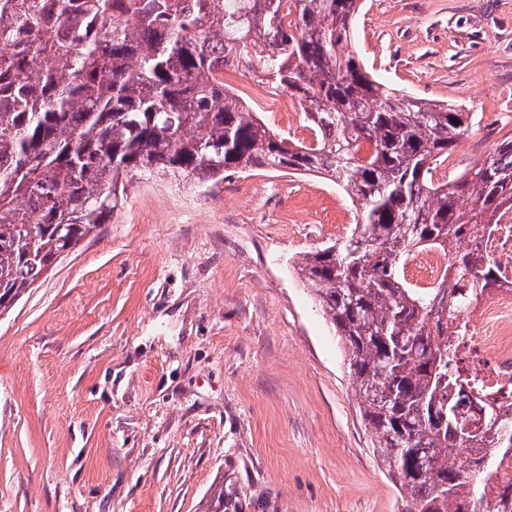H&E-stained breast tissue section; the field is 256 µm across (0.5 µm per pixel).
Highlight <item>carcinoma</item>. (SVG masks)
<instances>
[{
	"instance_id": "obj_1",
	"label": "carcinoma",
	"mask_w": 512,
	"mask_h": 512,
	"mask_svg": "<svg viewBox=\"0 0 512 512\" xmlns=\"http://www.w3.org/2000/svg\"><path fill=\"white\" fill-rule=\"evenodd\" d=\"M360 0H0V315L57 259L108 223L134 179L220 181L224 172L324 175L356 206L340 243L308 252L303 285L348 350L374 447L409 512H512V415L458 426L439 314L494 280L451 257L448 287L403 276L409 252L494 224L512 203V140L438 181L473 117L367 71L352 49ZM245 66L304 106L306 145L224 88ZM482 442L465 461L452 448ZM205 512H240L219 490Z\"/></svg>"
}]
</instances>
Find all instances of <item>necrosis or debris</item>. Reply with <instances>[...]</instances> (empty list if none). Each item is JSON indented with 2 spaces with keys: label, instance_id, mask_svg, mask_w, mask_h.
Listing matches in <instances>:
<instances>
[{
  "label": "necrosis or debris",
  "instance_id": "obj_1",
  "mask_svg": "<svg viewBox=\"0 0 512 512\" xmlns=\"http://www.w3.org/2000/svg\"><path fill=\"white\" fill-rule=\"evenodd\" d=\"M472 252L494 264L496 282L473 294L462 313L448 320L456 347L454 370L479 382L486 400L512 411V209L497 223L465 231L450 244L411 252L405 280L415 288H435L446 278L454 252Z\"/></svg>",
  "mask_w": 512,
  "mask_h": 512
}]
</instances>
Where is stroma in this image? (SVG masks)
Returning a JSON list of instances; mask_svg holds the SVG:
<instances>
[{
	"label": "stroma",
	"mask_w": 512,
	"mask_h": 512,
	"mask_svg": "<svg viewBox=\"0 0 512 512\" xmlns=\"http://www.w3.org/2000/svg\"><path fill=\"white\" fill-rule=\"evenodd\" d=\"M352 46L473 114L458 165L512 139V0H362ZM354 216L285 171L129 187L0 316V512H407L294 268ZM239 499L236 490L225 489L224 484L220 490L214 493L205 512H240Z\"/></svg>",
	"instance_id": "1"
}]
</instances>
